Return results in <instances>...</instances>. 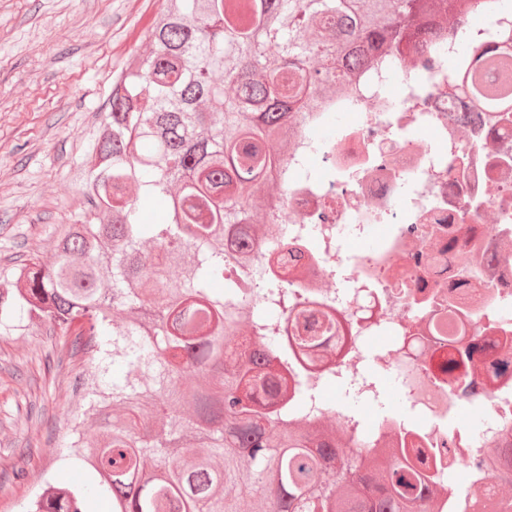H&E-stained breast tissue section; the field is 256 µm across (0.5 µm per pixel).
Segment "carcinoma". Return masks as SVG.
Wrapping results in <instances>:
<instances>
[{"label": "carcinoma", "mask_w": 512, "mask_h": 512, "mask_svg": "<svg viewBox=\"0 0 512 512\" xmlns=\"http://www.w3.org/2000/svg\"><path fill=\"white\" fill-rule=\"evenodd\" d=\"M469 0H171L144 33L153 51L112 86L107 122L74 174L94 210L65 225L51 267L0 270V334L45 323L100 377L66 448L90 467L81 486L45 483L27 512H437L442 495L381 442L354 452L323 423L288 420L300 401L288 352L226 307L224 238L237 226L267 248L269 211L251 205L283 181L272 141L355 73L432 28H453ZM147 207L163 217L143 224ZM472 345L448 359L453 373ZM169 430L151 433L154 411Z\"/></svg>", "instance_id": "carcinoma-1"}]
</instances>
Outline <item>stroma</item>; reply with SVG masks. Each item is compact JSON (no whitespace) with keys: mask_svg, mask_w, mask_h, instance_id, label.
<instances>
[{"mask_svg":"<svg viewBox=\"0 0 512 512\" xmlns=\"http://www.w3.org/2000/svg\"><path fill=\"white\" fill-rule=\"evenodd\" d=\"M167 0H0V266L55 260L57 230L82 219L70 176L109 110L112 80L152 50L143 32ZM80 368L35 326L0 336V512H26L42 475L77 485L57 461Z\"/></svg>","mask_w":512,"mask_h":512,"instance_id":"obj_1","label":"stroma"}]
</instances>
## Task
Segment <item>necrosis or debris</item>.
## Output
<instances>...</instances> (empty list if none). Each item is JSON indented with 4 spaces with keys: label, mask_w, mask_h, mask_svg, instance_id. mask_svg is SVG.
Returning a JSON list of instances; mask_svg holds the SVG:
<instances>
[{
    "label": "necrosis or debris",
    "mask_w": 512,
    "mask_h": 512,
    "mask_svg": "<svg viewBox=\"0 0 512 512\" xmlns=\"http://www.w3.org/2000/svg\"><path fill=\"white\" fill-rule=\"evenodd\" d=\"M507 42L512 8L494 0L302 113L277 207L288 253L260 267L288 293L276 319L323 339L310 356L288 358L304 392L289 417L332 419L353 449L389 440L429 477L465 471L468 493L444 496L442 512H483L489 495L512 505V109L476 110L460 89L475 59ZM338 112L355 119L315 139ZM373 235L374 249L344 251L345 239ZM370 336L388 342L370 354ZM476 342L484 350L468 365L472 387L439 376V358ZM368 360L394 373L409 412L380 408ZM332 385L373 418L328 402ZM466 406L485 411L479 430L459 421Z\"/></svg>",
    "instance_id": "4bbe7bcc"
}]
</instances>
